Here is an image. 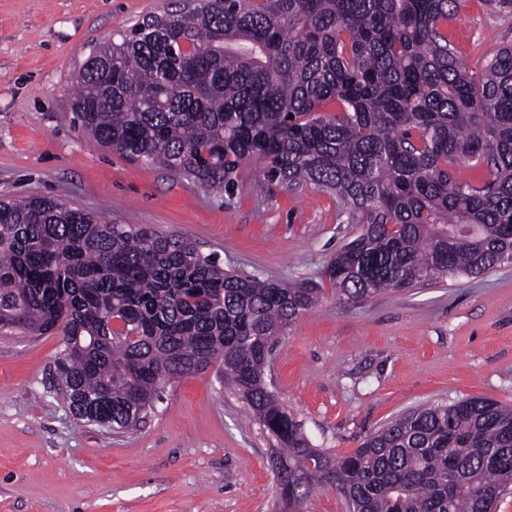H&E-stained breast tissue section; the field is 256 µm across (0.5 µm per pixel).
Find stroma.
Wrapping results in <instances>:
<instances>
[{
    "label": "stroma",
    "instance_id": "obj_1",
    "mask_svg": "<svg viewBox=\"0 0 512 512\" xmlns=\"http://www.w3.org/2000/svg\"><path fill=\"white\" fill-rule=\"evenodd\" d=\"M171 0H0V200L47 196L119 224L181 235L261 279H319L352 240L335 195L257 188L234 194L102 148L72 109L95 45ZM448 38L470 70L512 43V14L464 0ZM55 334L0 331V512H288L275 445L224 372L165 387L133 433L76 419L50 386ZM310 446L353 451L419 405L483 397L512 405V264L443 278L366 303L325 293L288 327L266 370Z\"/></svg>",
    "mask_w": 512,
    "mask_h": 512
}]
</instances>
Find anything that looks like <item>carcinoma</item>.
<instances>
[{
    "label": "carcinoma",
    "mask_w": 512,
    "mask_h": 512,
    "mask_svg": "<svg viewBox=\"0 0 512 512\" xmlns=\"http://www.w3.org/2000/svg\"><path fill=\"white\" fill-rule=\"evenodd\" d=\"M461 5L199 0L94 47L73 108L99 146L228 193L258 162L268 184L336 194L359 234L318 283L257 280L182 236L52 197L0 200V330L60 331L57 393L117 433L145 422L162 388L220 360L280 444L271 466L290 506L331 484L349 512H495L512 492V407H415L331 456L264 379L326 281L360 303L512 261V45L469 73L443 30Z\"/></svg>",
    "instance_id": "obj_1"
}]
</instances>
